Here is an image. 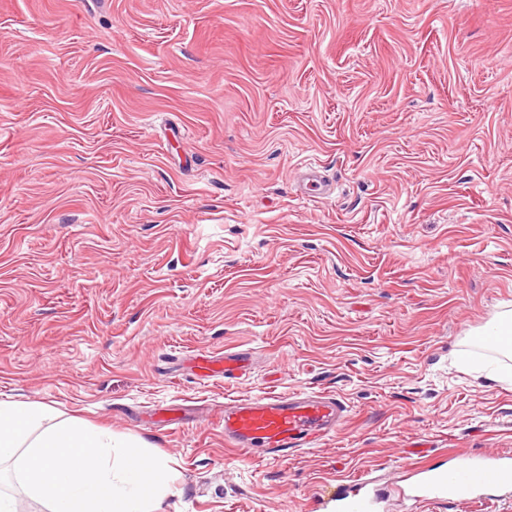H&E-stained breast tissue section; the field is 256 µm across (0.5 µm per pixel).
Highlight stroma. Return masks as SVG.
Instances as JSON below:
<instances>
[{
  "mask_svg": "<svg viewBox=\"0 0 512 512\" xmlns=\"http://www.w3.org/2000/svg\"><path fill=\"white\" fill-rule=\"evenodd\" d=\"M505 309L512 0H0V402L141 438L155 512L512 455V383L457 364ZM294 392L345 422L225 443L226 402ZM213 376L224 377V379H236L247 371V364L242 355H224V360H213L206 367Z\"/></svg>",
  "mask_w": 512,
  "mask_h": 512,
  "instance_id": "obj_1",
  "label": "stroma"
}]
</instances>
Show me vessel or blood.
<instances>
[{"mask_svg": "<svg viewBox=\"0 0 512 512\" xmlns=\"http://www.w3.org/2000/svg\"><path fill=\"white\" fill-rule=\"evenodd\" d=\"M208 369L218 377L236 379L247 371L242 356L212 361ZM347 416L341 398L316 393L270 394L243 399L224 408L221 423L226 441L249 458H288L310 448L334 432ZM512 477V460L484 455L462 458L450 466L416 468L403 495L402 512H417L421 504L466 506L487 512L498 480ZM385 498L368 474L337 481L327 501L330 512H383Z\"/></svg>", "mask_w": 512, "mask_h": 512, "instance_id": "1", "label": "vessel or blood"}]
</instances>
